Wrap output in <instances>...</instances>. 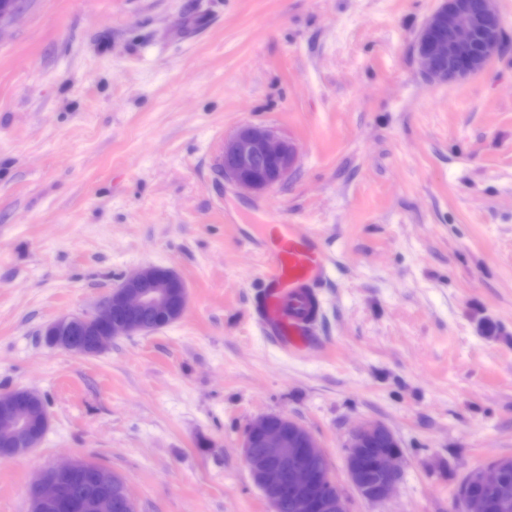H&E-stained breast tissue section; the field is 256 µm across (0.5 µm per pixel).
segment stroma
I'll use <instances>...</instances> for the list:
<instances>
[{
    "label": "stroma",
    "mask_w": 512,
    "mask_h": 512,
    "mask_svg": "<svg viewBox=\"0 0 512 512\" xmlns=\"http://www.w3.org/2000/svg\"><path fill=\"white\" fill-rule=\"evenodd\" d=\"M438 5L20 0L0 28V390L50 423L0 462V512L71 458L136 512H270L242 451L264 414L319 440L349 512H456L470 470L512 457V0L500 52L448 84L413 53ZM246 123L297 149L258 195L217 163ZM266 224L308 225L334 264L301 357L253 321ZM146 266L185 281L178 321L89 356L46 345ZM367 421L404 457L382 503L345 466Z\"/></svg>",
    "instance_id": "stroma-1"
}]
</instances>
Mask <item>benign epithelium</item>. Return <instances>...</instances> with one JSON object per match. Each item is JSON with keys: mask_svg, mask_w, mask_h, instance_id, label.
<instances>
[{"mask_svg": "<svg viewBox=\"0 0 512 512\" xmlns=\"http://www.w3.org/2000/svg\"><path fill=\"white\" fill-rule=\"evenodd\" d=\"M502 24L495 0H441L418 32L414 51L422 76L430 83H453L482 71L495 55ZM224 177L239 189L261 193L286 179L296 158L293 143L275 130L257 124L241 125L224 139ZM187 307L183 280L172 270L139 268L100 301L91 313L62 318L45 330L53 345L78 355L102 350L117 336L147 330L144 314L165 323L181 318ZM37 396L24 389L0 391L5 412L0 415L1 442L13 448H36L49 414L35 417ZM244 460L254 484L273 509L288 499L294 512H349L333 480L321 444L304 426L290 418L261 415L248 425L243 440ZM371 467L376 481L366 483ZM512 461L501 458L471 470L459 487L458 512H484L483 500L469 486L480 485L512 507V487L502 481ZM85 461L73 458L44 470L29 490L30 512H53L61 506L66 477L82 470ZM348 476L358 492L373 502L386 500L402 477V453L394 434L384 425L366 422L350 436L346 456ZM85 512H112L109 492L100 490L84 502Z\"/></svg>", "mask_w": 512, "mask_h": 512, "instance_id": "benign-epithelium-1", "label": "benign epithelium"}]
</instances>
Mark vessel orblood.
<instances>
[{
    "label": "vessel or blood",
    "instance_id": "1",
    "mask_svg": "<svg viewBox=\"0 0 512 512\" xmlns=\"http://www.w3.org/2000/svg\"><path fill=\"white\" fill-rule=\"evenodd\" d=\"M259 275L264 284L256 308L261 335L272 337L286 353L308 348L321 301L319 282L329 279L326 254L303 224H274L262 230Z\"/></svg>",
    "mask_w": 512,
    "mask_h": 512
}]
</instances>
